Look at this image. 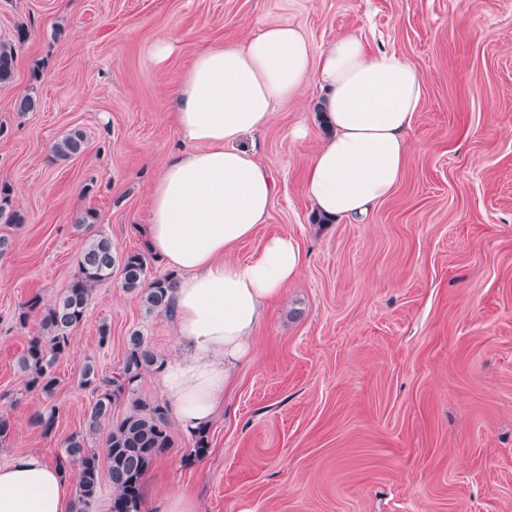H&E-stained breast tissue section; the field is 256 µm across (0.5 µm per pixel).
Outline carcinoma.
I'll return each mask as SVG.
<instances>
[{"label":"carcinoma","mask_w":512,"mask_h":512,"mask_svg":"<svg viewBox=\"0 0 512 512\" xmlns=\"http://www.w3.org/2000/svg\"><path fill=\"white\" fill-rule=\"evenodd\" d=\"M27 36L28 30L21 24L15 37L0 39V85L12 82L17 45ZM85 144L84 132L72 130L53 146L52 156L56 161L66 162L79 157ZM0 223H22L18 211L10 209V192L5 187H0ZM116 268L122 288L139 298L146 313L171 314L174 275L153 276L145 253L120 254L110 237L91 235L81 252L78 272L63 294L45 306L35 295L26 302L27 311L19 316L23 324L28 313L34 312L41 327L40 334L29 338L18 359L27 389L46 396L55 392L59 385L55 363L69 353L71 332L84 324L93 289L111 279ZM162 366L163 361L138 330L128 336L126 355L118 370L103 373L90 362L83 365L82 384L92 394L85 410L86 432L68 437L57 459V465L65 471L74 463L80 468L72 512H94L104 476L112 485L110 512H142L144 478L150 467L174 447L168 404L141 396L137 388L144 373ZM121 401L126 404V411L120 416L112 415V408ZM105 426L108 432L104 450L90 447L88 437Z\"/></svg>","instance_id":"obj_1"}]
</instances>
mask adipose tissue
Instances as JSON below:
<instances>
[{
  "label": "adipose tissue",
  "instance_id": "adipose-tissue-1",
  "mask_svg": "<svg viewBox=\"0 0 512 512\" xmlns=\"http://www.w3.org/2000/svg\"><path fill=\"white\" fill-rule=\"evenodd\" d=\"M312 83L325 90L330 134L305 173L307 196L326 219L364 216L398 184L423 98L420 74L397 53L372 50L355 33L316 52L298 28L276 23L203 51L179 83L183 149L150 189L147 236L178 277L173 322L185 352L163 367L160 385L185 432L208 429L223 409L269 302L303 267L288 234L243 261L226 254L256 234L275 191L242 137ZM71 498L62 470L40 455L0 465V512H70Z\"/></svg>",
  "mask_w": 512,
  "mask_h": 512
}]
</instances>
